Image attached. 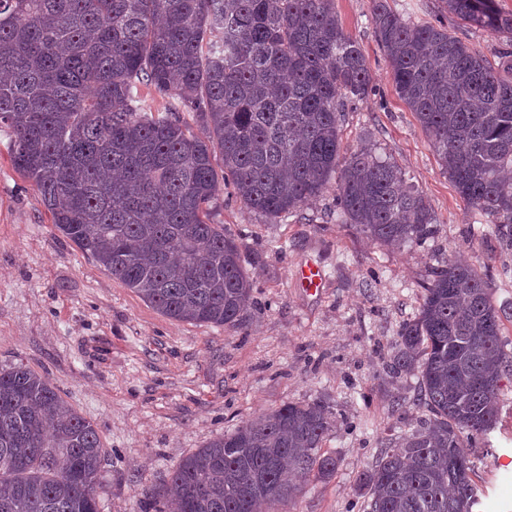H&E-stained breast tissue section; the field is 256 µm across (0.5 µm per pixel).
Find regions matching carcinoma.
Instances as JSON below:
<instances>
[{
    "label": "carcinoma",
    "instance_id": "cac0c4a2",
    "mask_svg": "<svg viewBox=\"0 0 512 512\" xmlns=\"http://www.w3.org/2000/svg\"><path fill=\"white\" fill-rule=\"evenodd\" d=\"M477 28L512 34L495 0H446ZM373 25L399 98L457 193L512 225V51L494 68L442 25L374 0ZM150 85L180 102L137 100ZM371 74L335 0H0V127L57 230L163 315L229 328L252 307L235 240L209 222L221 184L245 208L293 214L336 179L345 224L385 246L422 245L437 218L405 172L342 145L344 101ZM206 135L191 133L181 110ZM415 374L422 425L357 480L367 512H472L463 448L490 432L512 371L489 285L448 261L424 285L386 363ZM335 414L287 402L183 458L172 512H275L336 474L322 451ZM104 448L49 380L0 370V512H99Z\"/></svg>",
    "mask_w": 512,
    "mask_h": 512
}]
</instances>
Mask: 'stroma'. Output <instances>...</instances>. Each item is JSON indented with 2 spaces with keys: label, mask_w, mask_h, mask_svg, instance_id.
<instances>
[{
  "label": "stroma",
  "mask_w": 512,
  "mask_h": 512,
  "mask_svg": "<svg viewBox=\"0 0 512 512\" xmlns=\"http://www.w3.org/2000/svg\"><path fill=\"white\" fill-rule=\"evenodd\" d=\"M415 22L443 24L499 65L512 38L458 24L444 0H389ZM372 0H336L358 42L373 90L342 120L344 145L376 149L403 169L439 221L423 246L388 248L342 224L336 187L301 212L268 218L221 190L214 223L235 239L253 280L241 328L172 320L110 277L62 236L33 182L11 162L0 128V369L18 363L45 375L99 434L106 450L101 512H141L144 492H163L175 466L213 439L285 402H323L336 421L324 452L339 467L309 484L293 512H362L356 479L380 443L417 428L416 376L385 369L423 287L448 260L487 272L501 337L512 352V238L475 218L393 86L372 23ZM324 280L294 279L305 262ZM488 445L470 449L475 512H512V376Z\"/></svg>",
  "instance_id": "obj_1"
}]
</instances>
